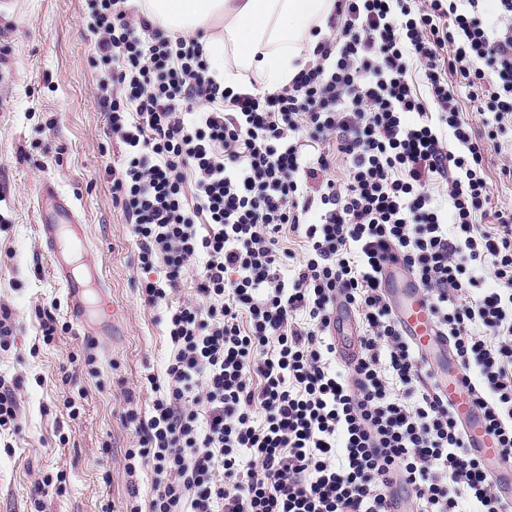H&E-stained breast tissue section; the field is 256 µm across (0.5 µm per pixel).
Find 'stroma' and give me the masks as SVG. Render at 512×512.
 I'll return each mask as SVG.
<instances>
[{
	"label": "stroma",
	"mask_w": 512,
	"mask_h": 512,
	"mask_svg": "<svg viewBox=\"0 0 512 512\" xmlns=\"http://www.w3.org/2000/svg\"><path fill=\"white\" fill-rule=\"evenodd\" d=\"M93 12L94 0H0V307L14 326L0 344V383L14 387L20 408L19 431H0V512H31L35 481L59 474L42 512H122L133 483L142 500L152 496L150 470L127 474L138 437L123 416L149 411L151 381L165 377L167 307L144 303L132 226L113 202L111 170L124 146L99 100ZM46 182L73 203L116 308L115 333L87 336L68 315L37 233ZM46 311L57 320L49 344Z\"/></svg>",
	"instance_id": "stroma-1"
}]
</instances>
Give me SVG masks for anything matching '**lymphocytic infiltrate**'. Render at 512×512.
<instances>
[{
	"instance_id": "obj_1",
	"label": "lymphocytic infiltrate",
	"mask_w": 512,
	"mask_h": 512,
	"mask_svg": "<svg viewBox=\"0 0 512 512\" xmlns=\"http://www.w3.org/2000/svg\"><path fill=\"white\" fill-rule=\"evenodd\" d=\"M479 2L334 0L313 62L263 91L225 87L203 31L99 0L137 288L167 302L204 262L195 299L169 305L150 417L125 414L139 438L128 468L154 476L126 512H512L382 285L387 263L412 273L512 460V204L491 207L485 175L492 149L512 176V0L491 23ZM452 72L483 98L481 129L461 119ZM481 270L497 288L479 289ZM340 307L359 328L345 365Z\"/></svg>"
}]
</instances>
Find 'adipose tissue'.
Returning <instances> with one entry per match:
<instances>
[{
  "label": "adipose tissue",
  "mask_w": 512,
  "mask_h": 512,
  "mask_svg": "<svg viewBox=\"0 0 512 512\" xmlns=\"http://www.w3.org/2000/svg\"><path fill=\"white\" fill-rule=\"evenodd\" d=\"M333 5V0H143L141 7L171 30H206L204 51L225 86L237 85L227 66L232 56L275 90L306 62L314 31L325 28Z\"/></svg>",
  "instance_id": "obj_1"
}]
</instances>
